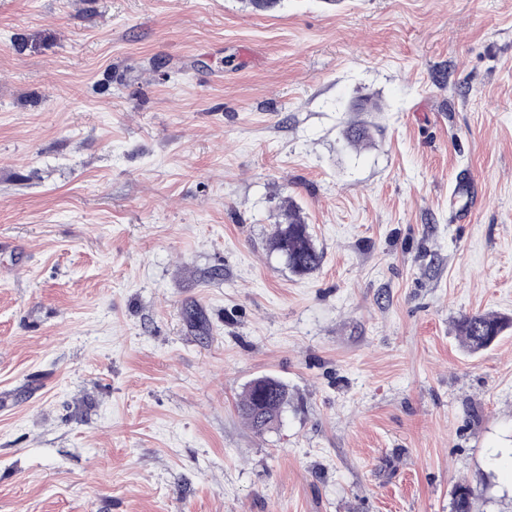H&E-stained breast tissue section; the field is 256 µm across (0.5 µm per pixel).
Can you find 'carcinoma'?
<instances>
[{
    "label": "carcinoma",
    "mask_w": 512,
    "mask_h": 512,
    "mask_svg": "<svg viewBox=\"0 0 512 512\" xmlns=\"http://www.w3.org/2000/svg\"><path fill=\"white\" fill-rule=\"evenodd\" d=\"M281 221L274 225L268 239L270 252L285 258L288 269L296 276L305 277L321 265L322 253L317 249L298 205L290 197L281 201ZM455 328L463 345L472 353L491 346L502 333L512 328V318L494 313H468L457 318ZM288 386L282 381L264 376L259 382H250L240 400L241 417L258 434L274 428L290 402ZM474 491L457 485L450 493V512H473Z\"/></svg>",
    "instance_id": "carcinoma-1"
}]
</instances>
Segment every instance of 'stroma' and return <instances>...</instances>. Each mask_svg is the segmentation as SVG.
<instances>
[{
	"instance_id": "stroma-1",
	"label": "stroma",
	"mask_w": 512,
	"mask_h": 512,
	"mask_svg": "<svg viewBox=\"0 0 512 512\" xmlns=\"http://www.w3.org/2000/svg\"><path fill=\"white\" fill-rule=\"evenodd\" d=\"M473 312L512 316V0H0V512H512ZM280 210L282 219L274 225L268 249L284 257L294 275H311L320 267L323 256L315 245L309 224L291 197L281 201ZM288 386L277 378L262 376L259 383L252 380L240 400L241 417L258 434L273 429L290 402Z\"/></svg>"
}]
</instances>
